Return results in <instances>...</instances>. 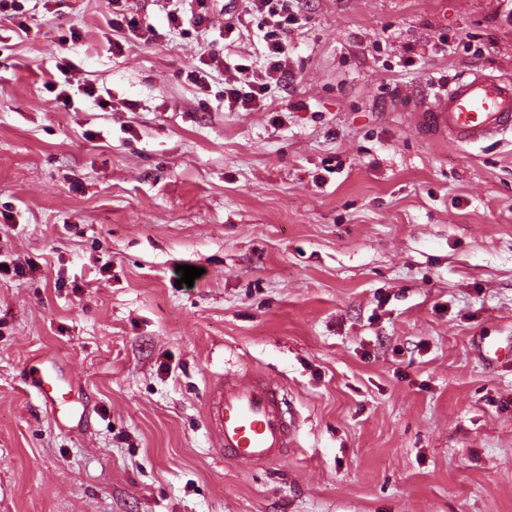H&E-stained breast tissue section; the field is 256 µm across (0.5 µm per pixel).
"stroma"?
<instances>
[{
    "mask_svg": "<svg viewBox=\"0 0 512 512\" xmlns=\"http://www.w3.org/2000/svg\"><path fill=\"white\" fill-rule=\"evenodd\" d=\"M123 7L0 16V512H512V143L393 108L512 75V0H300L293 75L247 112L202 65H264L242 0ZM52 356L55 410L27 376ZM227 370L284 387L280 462L213 457ZM175 4L174 12L170 14L173 22L187 20L190 24L197 25L204 21L208 0H172Z\"/></svg>",
    "mask_w": 512,
    "mask_h": 512,
    "instance_id": "stroma-1",
    "label": "stroma"
}]
</instances>
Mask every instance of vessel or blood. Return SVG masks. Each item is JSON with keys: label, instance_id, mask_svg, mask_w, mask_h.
Returning <instances> with one entry per match:
<instances>
[{"label": "vessel or blood", "instance_id": "vessel-or-blood-1", "mask_svg": "<svg viewBox=\"0 0 512 512\" xmlns=\"http://www.w3.org/2000/svg\"><path fill=\"white\" fill-rule=\"evenodd\" d=\"M413 131L461 147L512 135V79L470 71L434 95L410 90L394 103ZM56 364L34 366L29 378L45 405L60 395ZM207 424L218 437L226 465L252 467L274 463L288 453L296 432L281 385L245 374L213 382L204 406Z\"/></svg>", "mask_w": 512, "mask_h": 512}]
</instances>
